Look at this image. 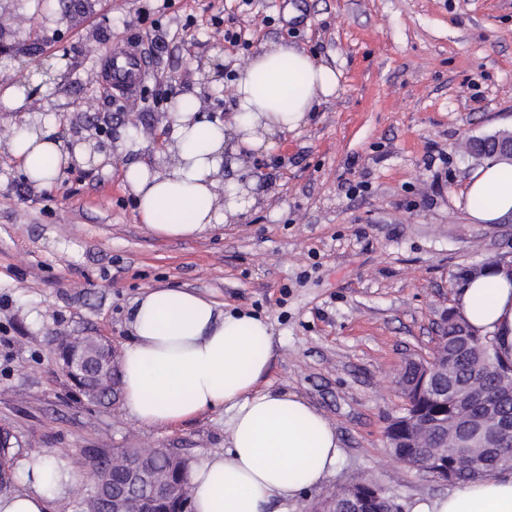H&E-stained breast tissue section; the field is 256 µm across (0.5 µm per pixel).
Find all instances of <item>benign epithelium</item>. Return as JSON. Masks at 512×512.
<instances>
[{
	"mask_svg": "<svg viewBox=\"0 0 512 512\" xmlns=\"http://www.w3.org/2000/svg\"><path fill=\"white\" fill-rule=\"evenodd\" d=\"M27 40L9 29L0 10V50H25ZM25 111H43L42 85L25 84ZM488 158L512 161V134L502 132ZM447 336L439 337L435 356L426 361H411L415 377L405 378L398 389L405 400V411L387 427L388 446L402 449L414 461V467L440 482L451 483L454 474L448 460L463 459L477 465L473 474L482 475L481 467H512V456L500 448L512 445V417L504 413L512 399V370L504 373L500 390L486 395L469 382L458 380L448 361ZM122 481L100 490L99 498L112 497V512H148L150 502L168 490L165 479L152 469L149 455L129 449L121 454ZM399 512L398 505L384 495L373 481L358 482L334 492L316 512H381L379 502Z\"/></svg>",
	"mask_w": 512,
	"mask_h": 512,
	"instance_id": "7a95c632",
	"label": "benign epithelium"
}]
</instances>
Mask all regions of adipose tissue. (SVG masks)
<instances>
[{"label":"adipose tissue","instance_id":"obj_1","mask_svg":"<svg viewBox=\"0 0 512 512\" xmlns=\"http://www.w3.org/2000/svg\"><path fill=\"white\" fill-rule=\"evenodd\" d=\"M234 137L201 112L187 93L178 100L167 158L130 164L124 179L138 220L156 236L192 239L246 212L257 199L225 183L227 160L244 162L275 137L299 129L315 104L331 97L338 75L294 45L262 48L236 69ZM53 113L27 116L7 143L33 185L45 186L84 147L63 150ZM475 224L512 217V163L486 160L457 200ZM455 306L478 335L497 339L512 360V275L490 267L458 288ZM132 339L120 363L124 406L141 427L160 428L223 410L227 445L189 472L194 512H269L282 499L323 484L342 454L336 428L300 395L263 386L273 356L266 319L227 312L211 299L178 288H152L131 311ZM21 487L0 493V512H48L51 499L74 487L66 463L48 454L22 459ZM409 512H512V472L465 484L435 498H417Z\"/></svg>","mask_w":512,"mask_h":512}]
</instances>
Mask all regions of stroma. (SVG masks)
Here are the masks:
<instances>
[{"mask_svg":"<svg viewBox=\"0 0 512 512\" xmlns=\"http://www.w3.org/2000/svg\"><path fill=\"white\" fill-rule=\"evenodd\" d=\"M45 0L7 22L29 53L0 55V79L69 50L61 82L42 89L56 123L84 114L107 129L110 158L28 182L4 151L18 118L0 105V427L12 462L58 453L78 478L50 512H87L94 457L168 448L187 465L224 449V413L144 429L123 401L93 403L57 359L59 336L131 340L130 312L155 287L203 294L225 311L267 318L266 383L305 398L335 426L342 455L318 488L279 512H313L337 488L375 481L399 507L448 484L394 460L386 430L402 409L395 379L433 356L462 271L512 257V223L474 224L456 198L479 161L470 139L512 129V0ZM83 10L67 28L62 9ZM223 13L250 31L233 46L214 34ZM136 42L151 77L142 105L117 111L100 83L102 55ZM285 42L340 73L308 123L225 180L255 183L257 203L193 239H161L137 219L123 173L152 163L170 132L172 94L199 92L205 113L232 126L234 69ZM223 64L224 76L202 83Z\"/></svg>","mask_w":512,"mask_h":512,"instance_id":"1","label":"stroma"}]
</instances>
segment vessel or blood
Listing matches in <instances>:
<instances>
[{
  "label": "vessel or blood",
  "mask_w": 512,
  "mask_h": 512,
  "mask_svg": "<svg viewBox=\"0 0 512 512\" xmlns=\"http://www.w3.org/2000/svg\"><path fill=\"white\" fill-rule=\"evenodd\" d=\"M105 85L124 99L138 96L150 75L145 52L136 46L116 44L103 56Z\"/></svg>",
  "instance_id": "obj_1"
}]
</instances>
